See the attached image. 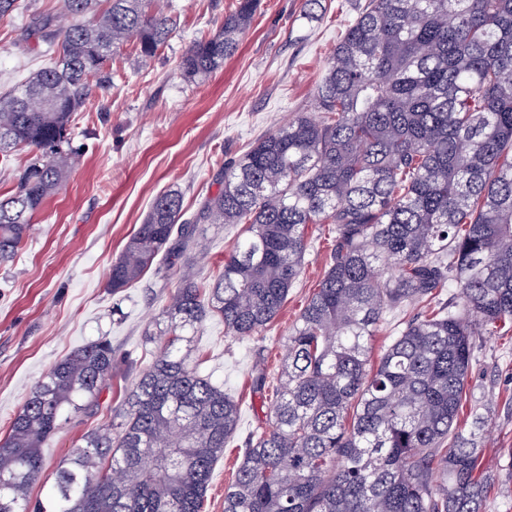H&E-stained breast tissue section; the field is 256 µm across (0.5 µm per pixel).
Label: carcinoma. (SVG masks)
<instances>
[{
    "mask_svg": "<svg viewBox=\"0 0 512 512\" xmlns=\"http://www.w3.org/2000/svg\"><path fill=\"white\" fill-rule=\"evenodd\" d=\"M106 7H100V2ZM258 0H237L195 41L189 78L224 67ZM84 21L61 32L34 13L27 36L57 53L0 94V156L39 151L0 194V264L14 259L43 203L79 157L71 126L106 65L131 42L152 62L175 34L155 0H63ZM328 57L315 111L298 112L224 166L202 224H241L243 239L207 283L190 267L194 229L182 196L158 195L112 263L117 294L157 257L183 261L162 312L159 353L111 420L47 472L43 448L68 415L97 403L118 368L101 337L56 363L0 439V512H202L239 403L200 375L187 346L209 313L229 336L264 331L303 273L310 224H331L326 270L288 334L265 427L242 451L224 512H482L486 407L467 401L474 341L512 324V0H356ZM450 288L458 301L439 302ZM402 322L377 360L372 338ZM50 483L32 501L37 482Z\"/></svg>",
    "mask_w": 512,
    "mask_h": 512,
    "instance_id": "cac0c4a2",
    "label": "carcinoma"
}]
</instances>
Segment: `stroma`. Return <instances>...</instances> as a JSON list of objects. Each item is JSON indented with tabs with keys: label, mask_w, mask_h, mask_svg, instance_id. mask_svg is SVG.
<instances>
[{
	"label": "stroma",
	"mask_w": 512,
	"mask_h": 512,
	"mask_svg": "<svg viewBox=\"0 0 512 512\" xmlns=\"http://www.w3.org/2000/svg\"><path fill=\"white\" fill-rule=\"evenodd\" d=\"M236 0H165L177 22L174 37L148 68L132 45L109 62L114 85L74 115L85 149L64 187L44 204L13 262L0 266V437L29 392L51 367L98 337H108L122 363L92 410L73 415L44 450L56 466L73 440L104 422L137 373L155 359L154 328L177 284L174 270L152 266L120 294L107 286L113 261L145 219L152 200L175 189L190 221L215 194L226 162L268 135L312 101L326 60L354 13L348 0H326L318 19H305L302 0H259L237 53L205 78H188L180 61L189 46L212 33ZM28 13L0 21V92L19 85L47 62L43 47L26 43ZM238 224L196 227V269L208 282L224 270V255L240 236ZM308 263L279 315L262 333H224L207 315L193 339L192 362L239 401L235 438L214 466L203 512H224V489L241 450L262 426L274 397L288 332L321 279L328 225L307 230ZM469 378L473 400L486 404L489 424L479 438L482 465L496 478L483 512H512V330L477 339ZM264 368V390L253 387Z\"/></svg>",
	"instance_id": "obj_1"
}]
</instances>
